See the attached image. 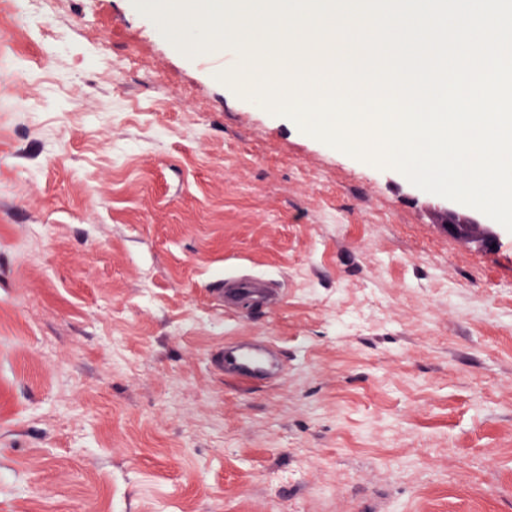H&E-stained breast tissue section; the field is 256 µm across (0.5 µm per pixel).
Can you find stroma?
I'll list each match as a JSON object with an SVG mask.
<instances>
[{
  "mask_svg": "<svg viewBox=\"0 0 512 512\" xmlns=\"http://www.w3.org/2000/svg\"><path fill=\"white\" fill-rule=\"evenodd\" d=\"M223 65L129 0H0V512H512V231ZM256 338L283 379L225 374ZM233 284V288H224V302L236 301L245 298H256L263 288V281L251 277L231 276L224 278V287L227 283Z\"/></svg>",
  "mask_w": 512,
  "mask_h": 512,
  "instance_id": "35a3bbf8",
  "label": "stroma"
}]
</instances>
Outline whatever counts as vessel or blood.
<instances>
[{
  "instance_id": "1",
  "label": "vessel or blood",
  "mask_w": 512,
  "mask_h": 512,
  "mask_svg": "<svg viewBox=\"0 0 512 512\" xmlns=\"http://www.w3.org/2000/svg\"><path fill=\"white\" fill-rule=\"evenodd\" d=\"M230 282V288L224 291L228 301L258 297L263 288L261 280L251 277L234 276ZM224 370L246 382H270L284 373L278 352L263 339L225 345Z\"/></svg>"
}]
</instances>
